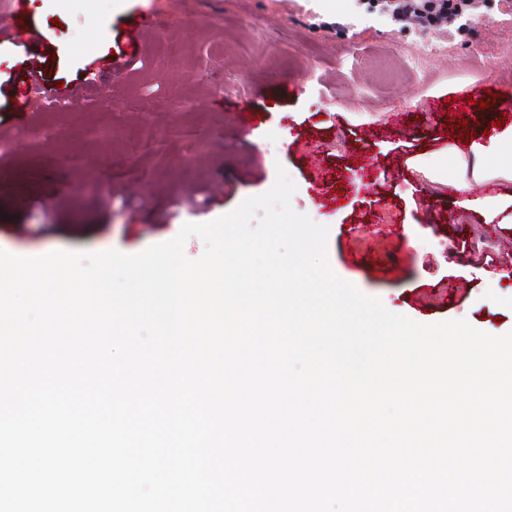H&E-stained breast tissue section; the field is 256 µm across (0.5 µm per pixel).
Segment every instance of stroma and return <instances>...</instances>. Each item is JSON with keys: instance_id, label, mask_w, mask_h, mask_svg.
I'll return each instance as SVG.
<instances>
[{"instance_id": "35a3bbf8", "label": "stroma", "mask_w": 512, "mask_h": 512, "mask_svg": "<svg viewBox=\"0 0 512 512\" xmlns=\"http://www.w3.org/2000/svg\"><path fill=\"white\" fill-rule=\"evenodd\" d=\"M0 250L138 253L269 190L328 226L333 271L391 312L512 331V207H463L454 131L487 125L460 84L512 88V10L471 30L369 15L351 0H0ZM154 15L126 63L129 31ZM33 28L37 42L17 33ZM414 72L402 68L424 45ZM43 78L32 87L29 71ZM455 92L436 114L429 92ZM59 98L50 111L45 102ZM256 114L244 126L239 106ZM168 130L166 163L141 144Z\"/></svg>"}]
</instances>
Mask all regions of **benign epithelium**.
I'll list each match as a JSON object with an SVG mask.
<instances>
[{
    "label": "benign epithelium",
    "mask_w": 512,
    "mask_h": 512,
    "mask_svg": "<svg viewBox=\"0 0 512 512\" xmlns=\"http://www.w3.org/2000/svg\"><path fill=\"white\" fill-rule=\"evenodd\" d=\"M369 8L383 6L393 15L408 16L424 26L460 22L459 29L466 31L474 23V10L486 6L493 0H359Z\"/></svg>",
    "instance_id": "7a95c632"
}]
</instances>
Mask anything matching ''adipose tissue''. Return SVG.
<instances>
[{
  "mask_svg": "<svg viewBox=\"0 0 512 512\" xmlns=\"http://www.w3.org/2000/svg\"><path fill=\"white\" fill-rule=\"evenodd\" d=\"M512 150V124L499 128L487 141H467L456 138L449 146L448 154L456 170H471L479 181H492L500 178L511 180L512 167L500 164L503 153Z\"/></svg>",
  "mask_w": 512,
  "mask_h": 512,
  "instance_id": "adipose-tissue-1",
  "label": "adipose tissue"
}]
</instances>
